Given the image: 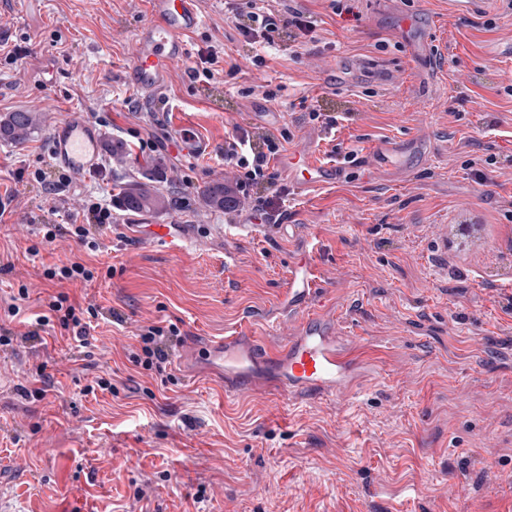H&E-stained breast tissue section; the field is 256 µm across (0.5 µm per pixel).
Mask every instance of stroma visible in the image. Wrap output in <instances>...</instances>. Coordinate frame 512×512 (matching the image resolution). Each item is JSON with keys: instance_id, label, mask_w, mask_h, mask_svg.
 <instances>
[{"instance_id": "stroma-1", "label": "stroma", "mask_w": 512, "mask_h": 512, "mask_svg": "<svg viewBox=\"0 0 512 512\" xmlns=\"http://www.w3.org/2000/svg\"><path fill=\"white\" fill-rule=\"evenodd\" d=\"M314 24L286 34L262 67L218 0H203L202 27L186 36L184 65L158 97L126 81L147 0H25L0 11V115L35 113L38 132L0 140V326L22 333L51 295L95 304L87 343L69 336L0 345V503L13 512H512V11L482 0L471 15L450 0H355L352 16L328 0H295ZM439 22L442 50L418 62L404 18ZM223 47L235 75L191 81L206 43ZM19 50L17 61L5 54ZM377 67L372 80L347 65ZM274 99L259 93V86ZM255 87L245 97L241 88ZM282 113L291 149L313 138L343 159L337 185L298 196L285 181L250 189L238 212L211 206L206 190L233 183L224 140L237 130L261 142L257 107ZM83 111L126 154L70 183L71 209L150 178L160 211L118 210L92 228L91 252L70 237L43 242L41 224H63L36 170H48L50 127ZM339 116L335 131L311 111ZM192 126L209 155L182 153L175 128ZM426 135L400 175L373 173L366 155L387 138ZM275 203L303 238L272 225L225 234L262 202ZM483 230L460 250L463 219ZM143 224H186L194 238L173 255L138 239ZM315 256V306L364 355L366 377L334 397L283 404L225 399L195 374L189 344L232 333L278 344L299 315L281 317L289 263ZM79 259L102 272L59 286L45 267ZM18 317L4 308L20 286ZM175 325L167 383L135 366L140 326ZM51 376L35 380L39 366ZM106 379L112 391L88 392ZM126 459L124 468L112 459Z\"/></svg>"}]
</instances>
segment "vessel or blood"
<instances>
[{"mask_svg": "<svg viewBox=\"0 0 512 512\" xmlns=\"http://www.w3.org/2000/svg\"><path fill=\"white\" fill-rule=\"evenodd\" d=\"M201 0H148L150 19L133 39L132 64L128 81L145 97L158 94L167 86L174 68L185 59V38L205 22ZM408 54L422 61L438 50L432 31H420L413 19H405ZM177 139L185 153L202 156L212 146L191 129L181 126ZM52 164L82 175L98 163L101 135L84 112L73 110L51 131ZM427 140L390 139L378 142L369 151V162L376 169L397 173L404 169L412 152L425 150ZM275 167L280 177L296 193L335 184L342 164L323 160L311 141L299 142L280 154ZM152 238L171 253L186 252L193 239L183 224H157ZM318 285L312 278L309 262L299 261L288 268L281 308L285 313H301L296 333L278 349H268L256 336L231 334L212 339L208 345L209 375L224 384V396L236 399L266 393L280 401L296 397L335 396L357 385L362 376L360 364L341 344L332 323L315 311Z\"/></svg>", "mask_w": 512, "mask_h": 512, "instance_id": "1", "label": "vessel or blood"}]
</instances>
